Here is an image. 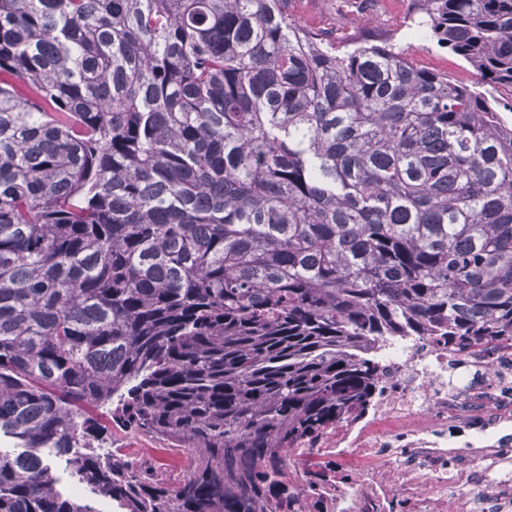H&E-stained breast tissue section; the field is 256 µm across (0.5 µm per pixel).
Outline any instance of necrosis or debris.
I'll return each instance as SVG.
<instances>
[{
    "instance_id": "4bbe7bcc",
    "label": "necrosis or debris",
    "mask_w": 512,
    "mask_h": 512,
    "mask_svg": "<svg viewBox=\"0 0 512 512\" xmlns=\"http://www.w3.org/2000/svg\"><path fill=\"white\" fill-rule=\"evenodd\" d=\"M379 352L374 404L281 457L299 512H512V351L424 336ZM320 470L338 481L310 488Z\"/></svg>"
}]
</instances>
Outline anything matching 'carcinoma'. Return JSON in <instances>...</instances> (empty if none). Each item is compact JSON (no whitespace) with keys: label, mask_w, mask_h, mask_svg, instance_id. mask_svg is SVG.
Masks as SVG:
<instances>
[{"label":"carcinoma","mask_w":512,"mask_h":512,"mask_svg":"<svg viewBox=\"0 0 512 512\" xmlns=\"http://www.w3.org/2000/svg\"><path fill=\"white\" fill-rule=\"evenodd\" d=\"M311 2L0 0V512H95L53 456L117 512H278L382 337L512 341V0ZM114 429L199 465L133 472ZM356 11L345 14V22L349 26L358 27L368 19L384 18L389 14L404 15L410 0H352ZM413 29L405 27L395 36L394 41H399L401 45L408 47L409 50L429 68L438 71H448L464 79L468 84L475 80L473 68L460 57L450 53L448 48L442 47L436 43L433 38L415 37ZM56 475L60 478V482L57 485V487L66 495L73 496L78 495L81 497L84 501L89 503L91 506L95 508L98 512H112V510H115L112 505L108 503H98L93 501L90 493L86 488L83 486H78L74 483L73 479L68 474V471L65 470V463L64 461H56V464L54 465Z\"/></svg>","instance_id":"1"}]
</instances>
